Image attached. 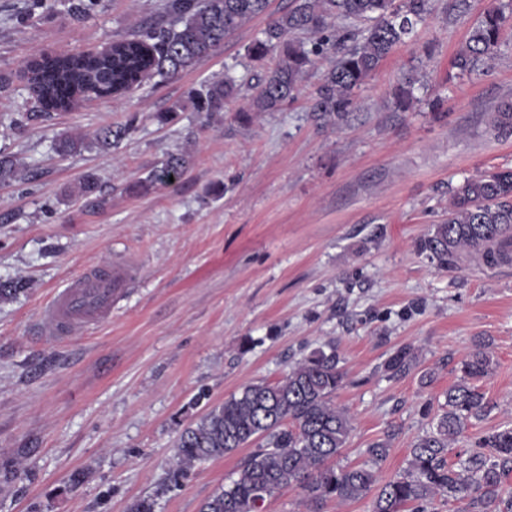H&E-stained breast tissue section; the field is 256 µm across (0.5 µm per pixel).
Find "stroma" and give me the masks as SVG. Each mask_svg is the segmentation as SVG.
<instances>
[{
    "label": "stroma",
    "instance_id": "1",
    "mask_svg": "<svg viewBox=\"0 0 512 512\" xmlns=\"http://www.w3.org/2000/svg\"><path fill=\"white\" fill-rule=\"evenodd\" d=\"M162 2L99 0L75 17L64 0H0V154L24 170L0 181V281L25 283L0 300V512H127L152 494L157 512H199L248 451L176 483L181 430L245 385L281 380L330 341L346 373L334 401L351 418L340 464L364 463L368 446L387 438L379 479L401 473L480 339L495 361L480 383L493 409L449 461L512 424V264L464 258L446 269L415 247L445 218L452 187L512 167V133L488 122L512 102V23L488 69L463 75L452 59L492 0H433L336 125L310 114L320 65L283 111L243 123L231 103L159 122L225 68L256 73L247 44L291 5L271 0L267 14L172 80L38 116L24 79L32 56L101 48L160 19ZM407 72L418 101L402 112L391 92ZM129 121L118 149L94 147L100 128ZM70 136L86 148L58 155L55 140ZM181 151L190 164L179 179L134 191ZM89 169L100 208L77 194ZM113 262L138 277L111 319L46 337L40 310L52 293L85 266ZM401 345L414 348L417 365L393 378L384 362ZM79 471L83 482L70 487Z\"/></svg>",
    "mask_w": 512,
    "mask_h": 512
}]
</instances>
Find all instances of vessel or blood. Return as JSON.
Listing matches in <instances>:
<instances>
[{"mask_svg": "<svg viewBox=\"0 0 512 512\" xmlns=\"http://www.w3.org/2000/svg\"><path fill=\"white\" fill-rule=\"evenodd\" d=\"M135 277V267L123 262L89 267L54 293L40 319L55 333L104 323Z\"/></svg>", "mask_w": 512, "mask_h": 512, "instance_id": "obj_1", "label": "vessel or blood"}]
</instances>
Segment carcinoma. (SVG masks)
Wrapping results in <instances>:
<instances>
[{
	"label": "carcinoma",
	"instance_id": "carcinoma-1",
	"mask_svg": "<svg viewBox=\"0 0 512 512\" xmlns=\"http://www.w3.org/2000/svg\"><path fill=\"white\" fill-rule=\"evenodd\" d=\"M433 0H294L287 12L267 23L247 46V57L261 63L278 56L242 93L229 74L207 80L188 92L193 111L208 116L224 111L239 96L238 117L280 112L295 97L307 71L332 58L314 92L313 116L337 124L353 97L382 63L406 43L413 29L431 14ZM269 0H165L169 22L150 23L137 33L110 43L97 53L41 54L27 65L29 92L43 111H64L92 97L110 100L156 79L169 80L208 55L228 36L266 13ZM364 23L361 29L338 28L336 20ZM502 7L490 6L470 28L454 58V67L472 74L493 61L503 27ZM416 78L405 77L393 104L407 110L417 101ZM490 125L512 132V103L491 114ZM131 125L110 126L97 134L99 147L123 140ZM187 156H169L137 183L147 192L180 175ZM95 173H86L79 192L97 205ZM419 252L446 268L462 255L479 256L490 265L512 263V169L463 179L452 188L448 217L416 242ZM417 364L409 345L386 360L392 377L408 375ZM490 345L479 341L461 361L458 380L444 393L436 426L412 445L407 467L379 483L378 467L388 455V441L367 448L362 465H333L351 430L347 412L333 403L344 384L336 346L329 343L303 356L278 382H253L237 395L190 422L176 441L174 479L195 465L221 458L256 440L261 444L238 466L229 483L201 506L200 512H259L266 499L286 486L302 490L312 512L328 501H354L374 493L372 512H424L435 497L468 501V512H512V492L504 484L512 474V426L498 428L478 441L468 457L447 461L449 445L472 421L491 409L475 382L493 369Z\"/></svg>",
	"mask_w": 512,
	"mask_h": 512
}]
</instances>
